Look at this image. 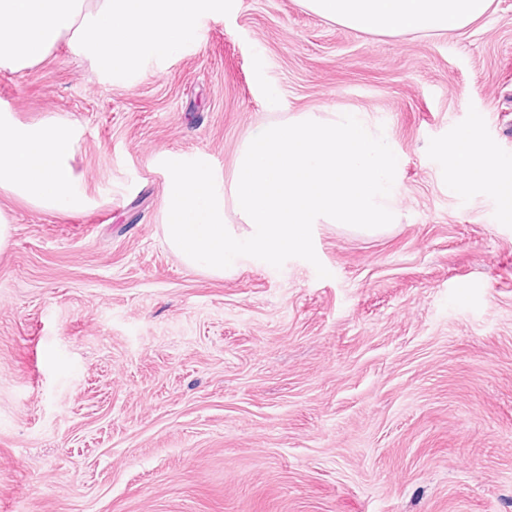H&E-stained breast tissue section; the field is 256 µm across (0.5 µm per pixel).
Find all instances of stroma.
<instances>
[{
  "mask_svg": "<svg viewBox=\"0 0 512 512\" xmlns=\"http://www.w3.org/2000/svg\"><path fill=\"white\" fill-rule=\"evenodd\" d=\"M2 97L79 125L91 204L0 190V512H512V209L448 192L462 128L512 182V0L445 36L234 0L131 78L63 43ZM344 110L399 147L402 190L386 230L313 225L329 277L168 249L157 153L229 179L262 124Z\"/></svg>",
  "mask_w": 512,
  "mask_h": 512,
  "instance_id": "35a3bbf8",
  "label": "stroma"
}]
</instances>
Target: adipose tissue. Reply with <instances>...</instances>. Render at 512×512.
<instances>
[{"label": "adipose tissue", "instance_id": "adipose-tissue-1", "mask_svg": "<svg viewBox=\"0 0 512 512\" xmlns=\"http://www.w3.org/2000/svg\"><path fill=\"white\" fill-rule=\"evenodd\" d=\"M305 6L344 26L372 33L422 31L448 34L483 16L491 0H303ZM78 138L73 125L45 121L16 123L0 114V189L34 208L69 215L84 200L75 190L71 165ZM503 164L494 149L472 134L460 133L451 151L448 191L474 186L502 191Z\"/></svg>", "mask_w": 512, "mask_h": 512}]
</instances>
